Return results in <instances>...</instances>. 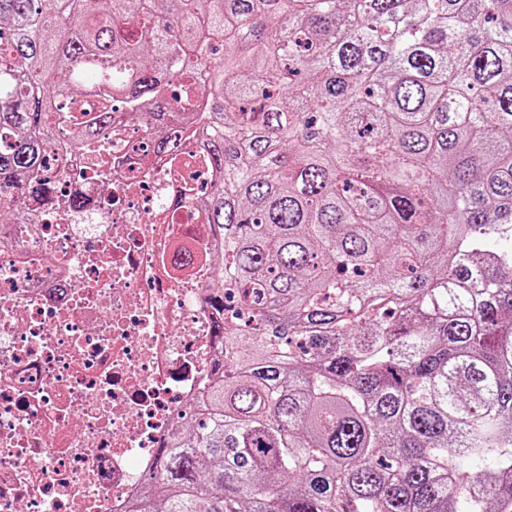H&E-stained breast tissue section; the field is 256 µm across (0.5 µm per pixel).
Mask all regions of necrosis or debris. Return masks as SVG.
<instances>
[{"instance_id":"4bbe7bcc","label":"necrosis or debris","mask_w":512,"mask_h":512,"mask_svg":"<svg viewBox=\"0 0 512 512\" xmlns=\"http://www.w3.org/2000/svg\"><path fill=\"white\" fill-rule=\"evenodd\" d=\"M152 138L114 105L107 169L54 157L34 223L0 225V512H128L209 385L211 173Z\"/></svg>"}]
</instances>
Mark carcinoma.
Segmentation results:
<instances>
[{
    "instance_id": "obj_1",
    "label": "carcinoma",
    "mask_w": 512,
    "mask_h": 512,
    "mask_svg": "<svg viewBox=\"0 0 512 512\" xmlns=\"http://www.w3.org/2000/svg\"><path fill=\"white\" fill-rule=\"evenodd\" d=\"M4 33L0 221L114 102L215 174L238 309L135 512H512V0H0Z\"/></svg>"
}]
</instances>
